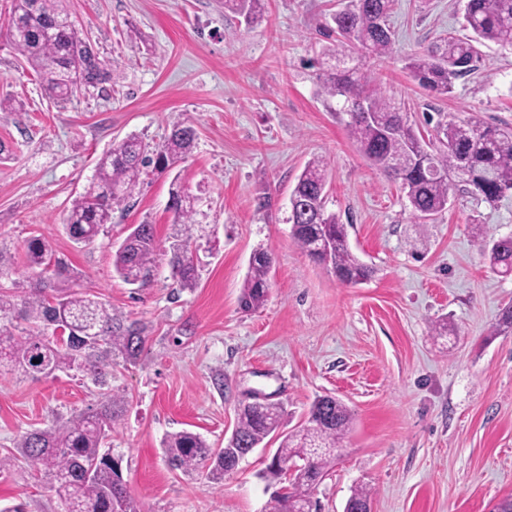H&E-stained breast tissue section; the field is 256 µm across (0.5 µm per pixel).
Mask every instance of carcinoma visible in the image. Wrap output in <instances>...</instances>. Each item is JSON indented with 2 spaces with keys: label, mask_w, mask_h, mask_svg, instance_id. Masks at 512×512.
<instances>
[{
  "label": "carcinoma",
  "mask_w": 512,
  "mask_h": 512,
  "mask_svg": "<svg viewBox=\"0 0 512 512\" xmlns=\"http://www.w3.org/2000/svg\"><path fill=\"white\" fill-rule=\"evenodd\" d=\"M64 0H11L9 21L17 25L8 35L15 51L38 72L45 95L66 101L81 89L112 79L111 71L89 40L80 36L62 5ZM263 0H224V8L249 24L262 17ZM395 0H349L336 11L337 45L325 51L334 60L322 84L328 98L343 100L347 128L359 150L385 176L399 181L416 223L435 220L448 208L451 185L444 173L461 179L463 191L489 204L512 193V129L489 124L475 116L440 120L439 134L427 139L398 112L359 66H350L354 54L385 57L392 53L389 17ZM464 37L449 36L411 59L409 69L420 86L439 95L452 92L455 80L478 69L480 47L488 42L512 46V0H466ZM196 132L175 125L158 143L135 136L112 146L98 160L95 175L84 193L67 211L66 229L78 242L96 239L112 223V213L129 206L144 170L163 172L193 150ZM423 156L436 175L422 172L413 158ZM328 162L317 157L305 166L292 190L293 210L288 218L299 248L347 284L368 280L374 269L350 249L345 225L326 208ZM177 250L170 260L172 276L183 289L197 285L198 274L189 245L195 214L190 197L176 188L170 193ZM159 244L152 224H138L115 251V271L128 283H144L156 268ZM497 272L512 275V237L495 240L484 252ZM25 260L40 270L54 293L36 288L19 299L0 289V320L15 314L30 323L16 334L0 323V367L18 368L32 376L41 366L50 371L75 370L94 384L105 386L112 366L133 363L147 343L145 326L112 312V307L90 293L68 292L66 283L77 277L67 263L54 257L49 241L36 236L25 245ZM272 254L253 252L239 299L246 312L259 309L269 293ZM65 330L57 336V328ZM125 397L115 391L94 413L57 421L46 429L23 435L16 444L45 478L64 506V512H139L124 483L121 466L102 450L112 423L124 413ZM284 408L278 403L245 404L237 411L232 437L222 448L211 447L200 435L183 430L163 441L170 464L185 473L211 463L218 479L237 467L251 448H257L282 426ZM352 413L332 395L317 397L305 426L281 433L275 460L262 472L281 484L269 503V512H321L314 490L336 459L337 444L352 424Z\"/></svg>",
  "instance_id": "1"
}]
</instances>
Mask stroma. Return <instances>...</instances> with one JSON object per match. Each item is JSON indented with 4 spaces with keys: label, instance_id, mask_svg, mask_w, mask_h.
I'll use <instances>...</instances> for the list:
<instances>
[{
    "label": "stroma",
    "instance_id": "stroma-1",
    "mask_svg": "<svg viewBox=\"0 0 512 512\" xmlns=\"http://www.w3.org/2000/svg\"><path fill=\"white\" fill-rule=\"evenodd\" d=\"M339 7L267 0L264 19L249 25L223 0H68L112 79L58 103L11 46L10 0H0V98L25 104L0 112V139L13 147L0 162V255L33 285L39 273L23 266V252L44 236L76 272L73 291L146 325L139 361L112 369L109 387L128 404L105 444L139 512H265L273 489L259 473L278 438L218 481L204 467L190 476L172 468L162 448L180 430L223 447L255 393L284 406L286 432L304 426L316 396L351 410L314 492L322 512H343L359 485L371 489L374 512H491L512 494V335L493 333L512 303V275L481 253L482 241L512 236V194L488 205L457 188L442 215L415 224L399 183L370 165L340 100L320 90L321 51L335 39L318 29ZM463 14L462 0H395L392 54L361 65L427 137V116L440 113L512 127V48L482 46L479 69L447 95L420 87L408 68L441 37L464 35ZM181 123L197 131L191 154L142 175L104 234L71 239L64 212L102 154L130 135L160 141ZM318 156L329 162L326 208L374 268L364 283L340 282L291 236L289 196ZM176 184L195 199L198 285L178 288L163 252L151 281L128 284L112 267L115 248L137 224L167 240ZM259 248L273 254L269 295L245 313L238 301ZM442 318L457 334L437 342ZM105 390L74 371H0V457L10 460L0 468V512H63L16 442L97 409Z\"/></svg>",
    "mask_w": 512,
    "mask_h": 512
}]
</instances>
